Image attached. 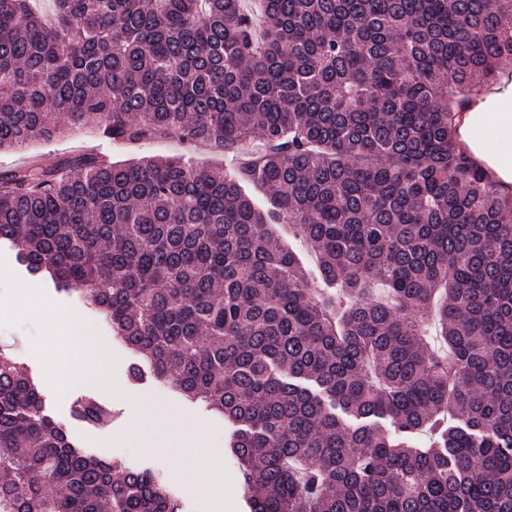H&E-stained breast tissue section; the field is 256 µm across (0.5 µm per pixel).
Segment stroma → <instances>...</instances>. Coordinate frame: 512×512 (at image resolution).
Segmentation results:
<instances>
[{
    "label": "stroma",
    "mask_w": 512,
    "mask_h": 512,
    "mask_svg": "<svg viewBox=\"0 0 512 512\" xmlns=\"http://www.w3.org/2000/svg\"><path fill=\"white\" fill-rule=\"evenodd\" d=\"M93 134L75 131L50 141H36L29 148L0 152V170L32 158L52 167L73 157L88 146H99ZM111 161L122 162L141 156L189 155L203 165L237 166L235 157L214 152L203 146H191L168 135L154 138L137 147L112 145L107 149ZM11 246L0 247V348L9 349L16 361L27 366L42 393L48 415L63 422L69 438L90 455L103 460H117L125 465L163 476L179 498L182 512H250L247 496L238 480L235 458L227 450L230 429L222 416L207 410L201 403L186 399L168 384L145 374L139 384L129 380V367L134 354L119 342L110 327L89 308L82 307L77 294L58 292L54 285L42 283L41 289L55 308L75 309L82 330L95 337L104 347L110 366L109 387L90 385L69 394L58 393L50 382L55 368L52 342L47 334L48 323L39 313L25 314L16 309L13 292L16 284L30 283L31 277L15 261ZM92 397L105 401L112 416L108 423L91 424L76 415V403ZM154 401L167 411L185 415L201 428L206 447L216 449L211 471L198 475L196 481L181 478V471L190 469L188 459L164 456L144 447L129 434L131 415L137 399ZM223 484V496L206 490V482Z\"/></svg>",
    "instance_id": "1"
}]
</instances>
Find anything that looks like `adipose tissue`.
Instances as JSON below:
<instances>
[{"label": "adipose tissue", "instance_id": "adipose-tissue-1", "mask_svg": "<svg viewBox=\"0 0 512 512\" xmlns=\"http://www.w3.org/2000/svg\"><path fill=\"white\" fill-rule=\"evenodd\" d=\"M104 350L94 337L81 333L77 324L60 331L54 347L56 370L51 378L56 390L71 391L86 385L106 383L100 370ZM130 428L156 451L192 460L196 467L210 466L213 449L168 411L146 405L134 413Z\"/></svg>", "mask_w": 512, "mask_h": 512}]
</instances>
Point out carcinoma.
Wrapping results in <instances>:
<instances>
[{"mask_svg": "<svg viewBox=\"0 0 512 512\" xmlns=\"http://www.w3.org/2000/svg\"><path fill=\"white\" fill-rule=\"evenodd\" d=\"M50 2L0 0V151L75 125L243 165L0 172V243L83 286L132 383L147 364L224 416L251 512H512V191L454 106L512 64V0ZM106 506L182 512L74 446L0 351V512ZM274 233L299 255L309 277H315V262L306 245L289 231L288 224H274Z\"/></svg>", "mask_w": 512, "mask_h": 512, "instance_id": "carcinoma-1", "label": "carcinoma"}]
</instances>
